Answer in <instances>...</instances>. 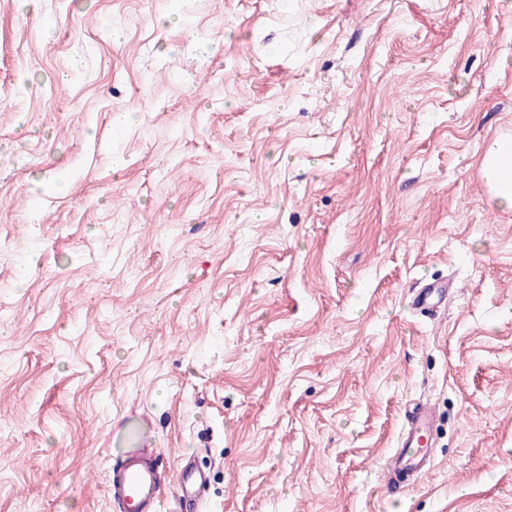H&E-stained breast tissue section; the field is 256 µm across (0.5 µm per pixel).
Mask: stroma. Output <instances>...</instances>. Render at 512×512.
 <instances>
[{
  "label": "stroma",
  "instance_id": "35a3bbf8",
  "mask_svg": "<svg viewBox=\"0 0 512 512\" xmlns=\"http://www.w3.org/2000/svg\"><path fill=\"white\" fill-rule=\"evenodd\" d=\"M505 123L512 0H0V512L145 443L207 512H512ZM453 282H434L420 288L412 298V306L416 311L429 312L436 317L441 309L446 310L448 294L456 291ZM437 433V415L427 402H411L402 410V426L384 469L387 492L413 488L433 465L431 448ZM175 482L180 491V501L189 506H194L206 492V479L193 471L187 463L179 468Z\"/></svg>",
  "mask_w": 512,
  "mask_h": 512
}]
</instances>
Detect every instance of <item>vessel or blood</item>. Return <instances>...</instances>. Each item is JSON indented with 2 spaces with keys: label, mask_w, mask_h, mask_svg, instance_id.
Masks as SVG:
<instances>
[{
  "label": "vessel or blood",
  "mask_w": 512,
  "mask_h": 512,
  "mask_svg": "<svg viewBox=\"0 0 512 512\" xmlns=\"http://www.w3.org/2000/svg\"><path fill=\"white\" fill-rule=\"evenodd\" d=\"M451 282H434L419 289L412 298L417 311L438 314L448 305L449 293L455 292ZM437 433V415L426 402L405 404L402 426L384 469L387 492L397 493L413 488L433 465L431 448ZM160 452L155 448H139L124 456L112 467L108 492L120 512H158L164 492V479L159 464ZM180 499L195 505L206 492L205 478L182 465L175 478Z\"/></svg>",
  "instance_id": "obj_1"
}]
</instances>
